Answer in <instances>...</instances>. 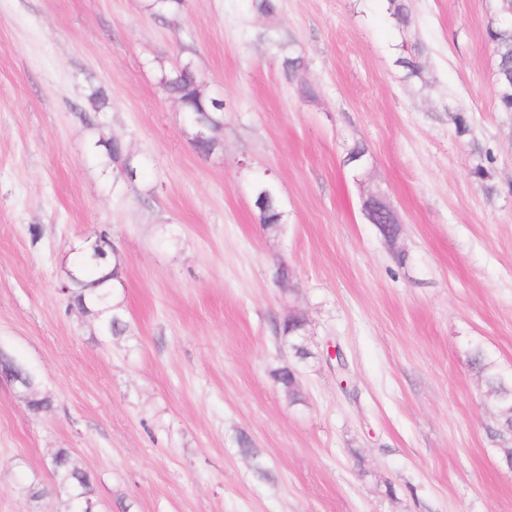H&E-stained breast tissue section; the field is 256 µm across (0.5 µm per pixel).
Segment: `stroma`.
<instances>
[{
	"label": "stroma",
	"mask_w": 512,
	"mask_h": 512,
	"mask_svg": "<svg viewBox=\"0 0 512 512\" xmlns=\"http://www.w3.org/2000/svg\"><path fill=\"white\" fill-rule=\"evenodd\" d=\"M401 2L406 26L388 0H275L270 16L187 0L168 20L147 0H0V354L51 401L31 413L0 378V512H64L45 466L58 448L99 512H512L469 362L478 344L512 370L501 0ZM186 63L224 101L206 156L160 84ZM260 181L284 212L275 234ZM366 183L401 223L396 246L362 213ZM103 232L123 280L114 337L60 292L77 243ZM293 309L314 353L300 364L273 327ZM291 365L298 402L272 377ZM489 41L495 56V96L502 112H512V26L492 27ZM253 193L258 196L265 194L271 198V204H268L267 207H256L258 212V219L259 223L262 224L263 228H265L267 231H279L280 226L284 221V216H282V211L278 206L274 189L270 184L262 182L254 186Z\"/></svg>",
	"instance_id": "1"
}]
</instances>
